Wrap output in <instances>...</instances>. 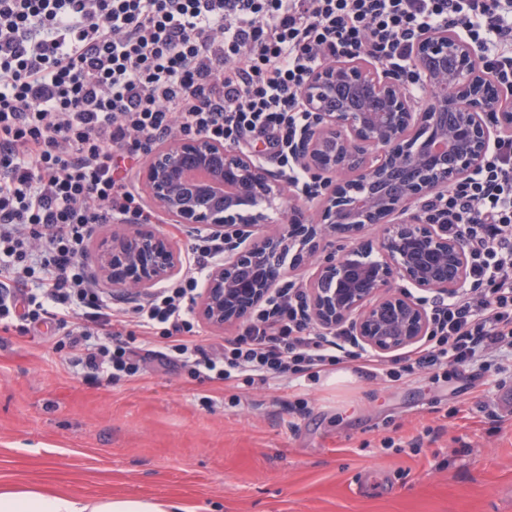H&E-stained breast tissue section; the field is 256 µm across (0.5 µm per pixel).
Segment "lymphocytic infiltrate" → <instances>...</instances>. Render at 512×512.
I'll use <instances>...</instances> for the list:
<instances>
[{"mask_svg":"<svg viewBox=\"0 0 512 512\" xmlns=\"http://www.w3.org/2000/svg\"><path fill=\"white\" fill-rule=\"evenodd\" d=\"M446 30L512 90V0H0V322L65 330L73 367L112 384L141 370L120 326L155 337L153 357L224 383L296 380L357 362L398 381L449 367H512V132L483 165L422 203L461 238L467 283L434 301L427 344L393 359L315 331L300 298L259 306L220 350L195 344L199 273L132 310L112 309L84 258L93 225L150 222L123 170L159 144L203 135L265 139L293 184L291 146L312 125L301 94L324 64L371 60L417 96L412 51Z\"/></svg>","mask_w":512,"mask_h":512,"instance_id":"1","label":"lymphocytic infiltrate"}]
</instances>
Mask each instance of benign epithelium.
<instances>
[{"label": "benign epithelium", "instance_id": "7a95c632", "mask_svg": "<svg viewBox=\"0 0 512 512\" xmlns=\"http://www.w3.org/2000/svg\"><path fill=\"white\" fill-rule=\"evenodd\" d=\"M450 57L458 59L452 70ZM412 58L428 87L424 108L400 79L366 61L327 64L310 78L302 99L316 123L301 134L298 158L324 193L318 222L301 237L299 207L282 221L271 216L288 187L255 156L206 137L170 141L149 155L138 180L151 206L224 239V258L208 266L197 296L205 324L222 329L279 294L288 256L296 271L316 267L302 298L322 330L347 328L381 355L425 340L431 317L413 291L460 290L467 254L448 225L429 224L411 208L479 168L508 108L484 93L476 53L458 36L426 34ZM354 169L356 178L342 177ZM367 224L384 226L379 258L364 244L319 256L325 239L352 238ZM177 272L173 243L152 229L112 231L97 258V276L119 299L148 296Z\"/></svg>", "mask_w": 512, "mask_h": 512}]
</instances>
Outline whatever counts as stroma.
Instances as JSON below:
<instances>
[{
  "label": "stroma",
  "instance_id": "1",
  "mask_svg": "<svg viewBox=\"0 0 512 512\" xmlns=\"http://www.w3.org/2000/svg\"><path fill=\"white\" fill-rule=\"evenodd\" d=\"M63 338L0 330L1 487L195 512H512V369L227 386L150 360L104 386Z\"/></svg>",
  "mask_w": 512,
  "mask_h": 512
}]
</instances>
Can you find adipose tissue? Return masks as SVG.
<instances>
[{
  "label": "adipose tissue",
  "instance_id": "1",
  "mask_svg": "<svg viewBox=\"0 0 512 512\" xmlns=\"http://www.w3.org/2000/svg\"><path fill=\"white\" fill-rule=\"evenodd\" d=\"M0 512H190L177 499L77 497L39 486L0 487Z\"/></svg>",
  "mask_w": 512,
  "mask_h": 512
}]
</instances>
